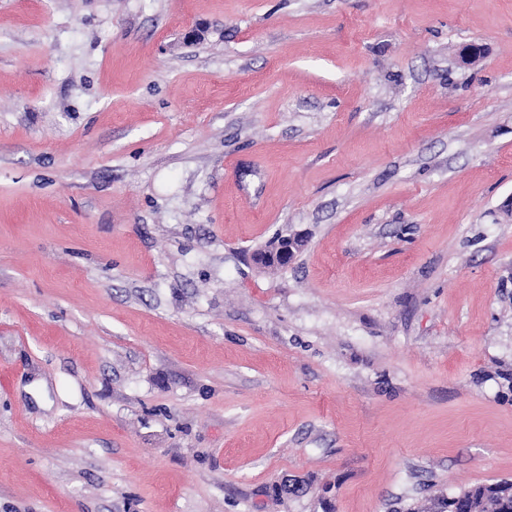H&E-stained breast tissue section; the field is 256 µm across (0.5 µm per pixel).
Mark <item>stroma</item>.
I'll return each mask as SVG.
<instances>
[{"instance_id":"1","label":"stroma","mask_w":512,"mask_h":512,"mask_svg":"<svg viewBox=\"0 0 512 512\" xmlns=\"http://www.w3.org/2000/svg\"><path fill=\"white\" fill-rule=\"evenodd\" d=\"M510 195L512 0H0V512L512 478ZM304 242L303 235L297 232L282 235L276 248L271 253H267L264 260L272 266H288L294 260L297 252L304 246ZM271 265H265V267L274 268Z\"/></svg>"}]
</instances>
